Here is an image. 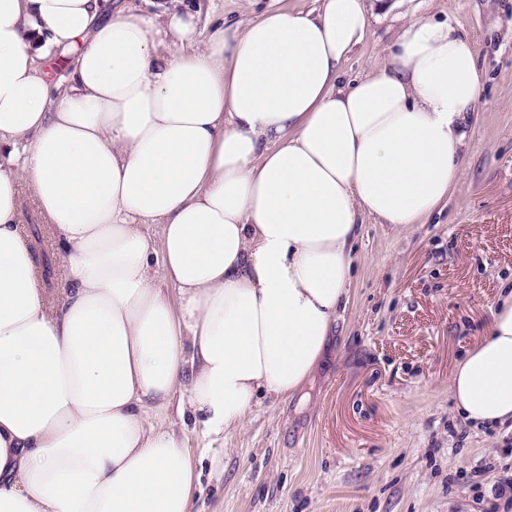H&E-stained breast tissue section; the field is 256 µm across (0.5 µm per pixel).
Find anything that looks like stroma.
Segmentation results:
<instances>
[{
    "instance_id": "1",
    "label": "stroma",
    "mask_w": 512,
    "mask_h": 512,
    "mask_svg": "<svg viewBox=\"0 0 512 512\" xmlns=\"http://www.w3.org/2000/svg\"><path fill=\"white\" fill-rule=\"evenodd\" d=\"M202 19L247 22L314 0H185ZM345 62L382 61L409 21L457 23L485 80L461 146L462 179L440 215L396 230L364 219L356 273L320 369L291 398L260 399L245 426L203 436L192 512H512V430H473L448 395L456 362L512 283V0H367Z\"/></svg>"
}]
</instances>
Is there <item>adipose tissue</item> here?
Masks as SVG:
<instances>
[{"label":"adipose tissue","mask_w":512,"mask_h":512,"mask_svg":"<svg viewBox=\"0 0 512 512\" xmlns=\"http://www.w3.org/2000/svg\"><path fill=\"white\" fill-rule=\"evenodd\" d=\"M175 0H0V512H191L177 406L203 435L294 396L348 301L362 217L424 224L463 174L484 72L451 24L410 21L344 80L365 0L199 35ZM78 46L66 86L38 61ZM29 190L63 250L49 304ZM448 393L512 425V285Z\"/></svg>","instance_id":"ef3b65f1"}]
</instances>
